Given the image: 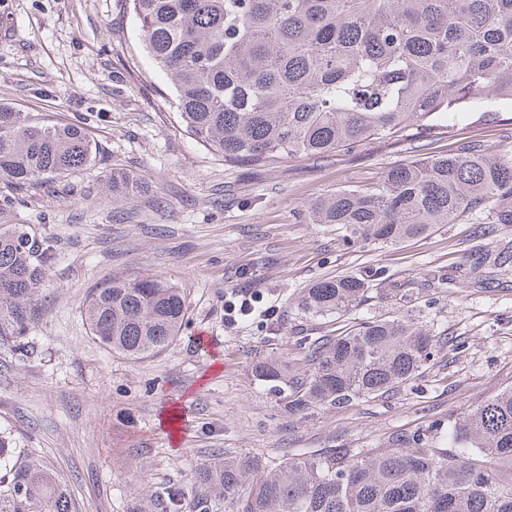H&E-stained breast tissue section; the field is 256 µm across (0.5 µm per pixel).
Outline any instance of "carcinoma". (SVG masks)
I'll return each instance as SVG.
<instances>
[{
  "instance_id": "cac0c4a2",
  "label": "carcinoma",
  "mask_w": 512,
  "mask_h": 512,
  "mask_svg": "<svg viewBox=\"0 0 512 512\" xmlns=\"http://www.w3.org/2000/svg\"><path fill=\"white\" fill-rule=\"evenodd\" d=\"M141 40L171 79L186 131L224 162L269 166L323 159L370 142L426 138L448 114L492 95L512 100V0H130ZM96 163L89 132L43 124L0 104V179L18 194ZM104 181L123 207L144 192L128 173ZM489 209L465 262L512 271V155L459 152L399 164L360 190L314 202L311 224H335L358 248L424 237ZM56 242L29 224L0 223V347L30 344ZM373 269L314 281L297 308L341 318L368 299ZM91 335L131 360L174 345L183 289L158 276H115L83 302ZM443 338L399 315L363 318L299 343L303 373L264 357L252 376L295 413L389 396L430 366ZM197 478L226 512H512V388L470 412L391 433L377 448H338L264 463L226 456ZM0 512H72L67 486L39 461L13 459L0 436Z\"/></svg>"
}]
</instances>
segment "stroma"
Masks as SVG:
<instances>
[{
  "mask_svg": "<svg viewBox=\"0 0 512 512\" xmlns=\"http://www.w3.org/2000/svg\"><path fill=\"white\" fill-rule=\"evenodd\" d=\"M170 80L140 45L128 0H0V103L48 123L88 128L93 167L15 197L0 180L5 224H30L58 248L34 351L0 347V432L43 460L75 512H224L196 480L223 455L275 462L329 448H375L399 429L445 421L512 387V275L462 266L476 216L395 246L350 248L309 224L312 202L374 181L407 160L480 141L512 152V114L470 108L431 140L375 141L324 160L225 163L184 132ZM145 188L116 210L103 175ZM378 271L353 318L407 315L445 336L438 364L386 399L290 415L254 381L260 357L296 358L325 320L297 310L302 288L362 268ZM160 276L183 288L187 322L166 352L132 362L93 339L88 288L115 275ZM414 281L411 295L400 284ZM249 288L275 302L273 325L224 320V298Z\"/></svg>",
  "mask_w": 512,
  "mask_h": 512,
  "instance_id": "obj_1",
  "label": "stroma"
}]
</instances>
